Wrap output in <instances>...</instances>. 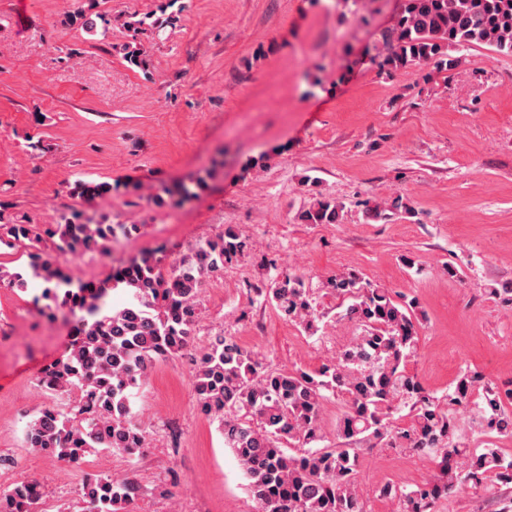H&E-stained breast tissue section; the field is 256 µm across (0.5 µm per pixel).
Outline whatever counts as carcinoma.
Returning <instances> with one entry per match:
<instances>
[{
  "instance_id": "carcinoma-1",
  "label": "carcinoma",
  "mask_w": 512,
  "mask_h": 512,
  "mask_svg": "<svg viewBox=\"0 0 512 512\" xmlns=\"http://www.w3.org/2000/svg\"><path fill=\"white\" fill-rule=\"evenodd\" d=\"M105 0H81L64 24L107 39L98 7ZM394 68L448 66L450 47L485 44L512 54V0H404L384 36ZM87 199L112 191L108 182H77ZM342 205L320 197L298 214L304 224H335ZM133 224H104L77 212L47 228L59 253H95ZM0 244L15 247L39 238L31 224H0ZM244 242L231 227L169 267L144 256L112 273L97 288L71 289L69 279L40 253L28 254V267L44 284L39 311L68 305L82 316L69 348L49 367L55 393L75 394L66 409L44 410L26 425L28 448L47 449L80 465L98 448L131 453L147 447V433L133 422V390L156 362L183 355L192 338L207 279L232 263ZM26 291L20 272L0 270V284ZM122 286L131 298L106 308L108 292ZM339 316L355 322L352 337L336 360L310 371L272 370L257 351L219 334L196 359L194 390L201 411L218 422L224 447L236 457L257 512H363L357 484L359 452L377 446L404 448L430 458L437 479L425 485L385 484L379 496L396 503V512H429L439 499L460 487L486 480L512 483V456L492 442L471 448L456 440V414L470 408L481 434L512 435V388H502L472 370L438 397L407 370L417 355V324L423 313L413 299L393 297L387 288L350 271L327 280ZM285 320L309 335L319 331L320 315L304 277L293 274L251 289ZM336 399V446L324 444L320 411ZM406 412L409 423L394 424ZM132 479L100 477L87 481L75 512H117L135 499ZM33 503L24 486L0 491V512H18Z\"/></svg>"
}]
</instances>
